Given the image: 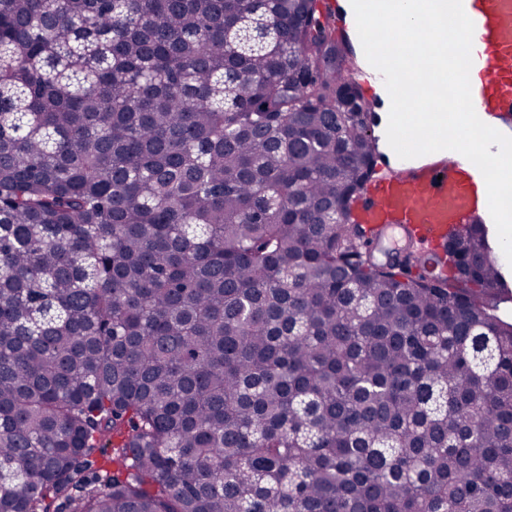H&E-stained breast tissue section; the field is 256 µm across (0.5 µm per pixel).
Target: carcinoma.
I'll return each instance as SVG.
<instances>
[{
	"mask_svg": "<svg viewBox=\"0 0 512 512\" xmlns=\"http://www.w3.org/2000/svg\"><path fill=\"white\" fill-rule=\"evenodd\" d=\"M367 107L317 0H0V512H512L499 256L373 261Z\"/></svg>",
	"mask_w": 512,
	"mask_h": 512,
	"instance_id": "1",
	"label": "carcinoma"
}]
</instances>
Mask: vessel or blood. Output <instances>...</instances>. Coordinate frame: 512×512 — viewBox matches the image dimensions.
Listing matches in <instances>:
<instances>
[{
    "label": "vessel or blood",
    "mask_w": 512,
    "mask_h": 512,
    "mask_svg": "<svg viewBox=\"0 0 512 512\" xmlns=\"http://www.w3.org/2000/svg\"><path fill=\"white\" fill-rule=\"evenodd\" d=\"M463 7L474 24L475 38L484 46L479 78L471 83L474 109L496 114L502 133L512 136V0H463ZM336 16L352 56L362 55L351 4L337 6ZM479 174L478 168L466 170L448 159L398 160L396 168L370 179L357 205L358 217L387 241L398 232L436 242L455 224H491L488 209L476 202Z\"/></svg>",
    "instance_id": "b4317fda"
}]
</instances>
